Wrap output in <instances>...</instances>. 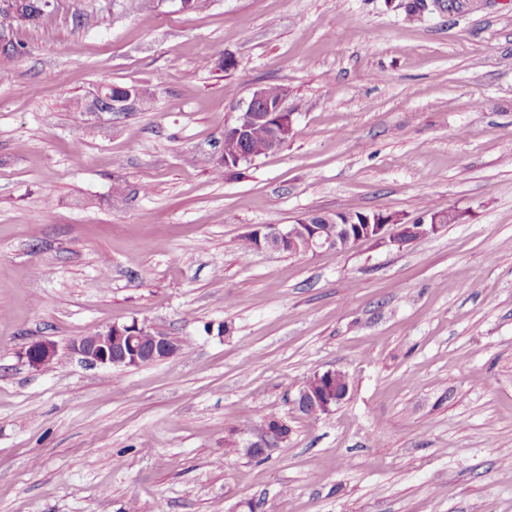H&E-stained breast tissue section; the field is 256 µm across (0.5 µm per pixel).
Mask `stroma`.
<instances>
[{"label": "stroma", "mask_w": 512, "mask_h": 512, "mask_svg": "<svg viewBox=\"0 0 512 512\" xmlns=\"http://www.w3.org/2000/svg\"><path fill=\"white\" fill-rule=\"evenodd\" d=\"M56 0L0 73V512H512V0ZM234 59L235 69L224 67ZM137 83L138 112L79 109ZM297 135L212 172L255 87ZM358 207L466 217L396 247L239 241ZM191 343L89 366L130 322ZM58 346L29 366L32 343ZM347 372L334 412L293 406ZM291 432L262 459L244 444ZM22 355L31 367L41 369L53 363L58 355V347L52 341L41 340L29 345Z\"/></svg>", "instance_id": "1"}]
</instances>
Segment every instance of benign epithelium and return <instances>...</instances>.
I'll return each mask as SVG.
<instances>
[{"label": "benign epithelium", "instance_id": "benign-epithelium-1", "mask_svg": "<svg viewBox=\"0 0 512 512\" xmlns=\"http://www.w3.org/2000/svg\"><path fill=\"white\" fill-rule=\"evenodd\" d=\"M113 86L98 84L88 92L83 108L86 112H135L146 99V91L134 87L128 97L112 92ZM288 87L281 86L272 94L264 86L257 87L245 105L239 108L235 122L224 128V138L247 143L252 128L267 125L272 132L270 148L276 149L292 139L296 133L294 113L285 109ZM447 217L440 214L423 215L412 223H405L399 215L385 214L371 218H356L348 211L317 213L299 218L284 228L266 225L248 231L255 238L257 249H291L297 252L347 249L361 241H375L402 246L428 237L446 226ZM68 349L91 366L127 368L147 363L165 361L177 356L180 341L159 330L137 322L114 324L104 330L89 333L71 341ZM58 347L52 341L41 340L29 345L23 358L33 368L41 369L53 363ZM340 399L299 390L294 401L308 416L331 413ZM277 429L267 422L256 439L245 444L247 455L262 456L278 447Z\"/></svg>", "mask_w": 512, "mask_h": 512}]
</instances>
